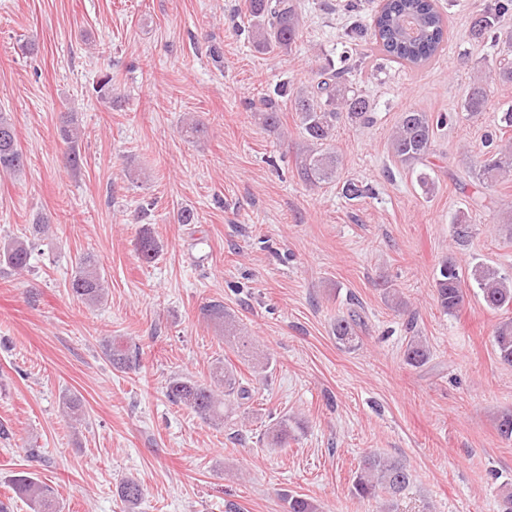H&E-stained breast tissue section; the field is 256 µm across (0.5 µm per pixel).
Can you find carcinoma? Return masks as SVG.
<instances>
[{"label": "carcinoma", "mask_w": 512, "mask_h": 512, "mask_svg": "<svg viewBox=\"0 0 512 512\" xmlns=\"http://www.w3.org/2000/svg\"><path fill=\"white\" fill-rule=\"evenodd\" d=\"M251 17V38L259 51L288 53L299 38L301 16L297 0H248ZM512 17V0H493V3L474 18L472 37L486 40L497 50L498 67L493 69L495 79L512 83V26L506 20ZM447 25L436 9L434 0H389L384 13L373 20V27H358L348 36V52L343 61L353 56L360 42L375 41L382 51L394 59L413 67L424 66L440 55L447 41ZM346 70L329 62L317 69L310 86L296 91L281 90L288 96L303 130L306 144L296 152L294 163L299 178L311 186L328 183L336 177V152L323 148L331 141L336 126L345 118L355 124L368 125L374 120L371 101L346 84ZM488 103L487 77L477 75L471 80L462 105V111L475 117L486 111ZM258 120L268 130L280 126V106L274 98H265L258 107ZM454 120L446 113L433 114L418 110L400 113L392 133L393 155L404 165L416 171L417 182L429 194L435 182L428 173L435 129ZM60 135L68 150L64 153L66 167L80 168L77 120L71 113L60 116ZM502 129L487 133L482 144V160L471 170L472 206L490 210L494 200L482 188L491 187L512 173V145L501 144ZM26 158L18 143V133L10 117L0 113V172L19 174L25 168ZM140 258L151 263L159 253L153 236L143 232L138 238ZM32 244L26 240L8 239L0 244V265L19 273L30 266ZM486 306L494 311L512 309V278L498 270L478 265L471 271ZM464 276L456 260L442 261L435 280V298L446 314L459 312L464 304ZM71 292L82 303L95 306L105 296V278L96 262L85 257L79 263L70 283ZM208 319L224 329V340L233 344L245 357L253 356V342L241 335L234 316L222 304H211L206 309ZM358 321L356 315L338 317L332 333L336 342L351 348L356 346ZM494 345L500 360L512 365V318L501 321L494 332ZM103 352L113 368L126 370L136 366L138 351L120 339H108ZM430 351L419 336L411 337L404 350L405 362L413 367L427 363ZM169 399L214 424L224 421L226 404L251 399L250 391L239 382L236 367L229 362H218L213 368L211 382L200 384L191 379H174L167 387ZM295 421L284 415L265 432L267 445L281 448L288 444L294 432ZM411 475L395 458L378 454L363 457L352 481L351 494L361 500L396 499L410 484ZM16 493L24 499L32 512H61L58 492L51 485L25 472L12 479ZM143 495L141 484L128 478L120 486L119 496L126 507L133 509ZM288 512H319L314 500L300 495L288 496Z\"/></svg>", "instance_id": "1"}]
</instances>
